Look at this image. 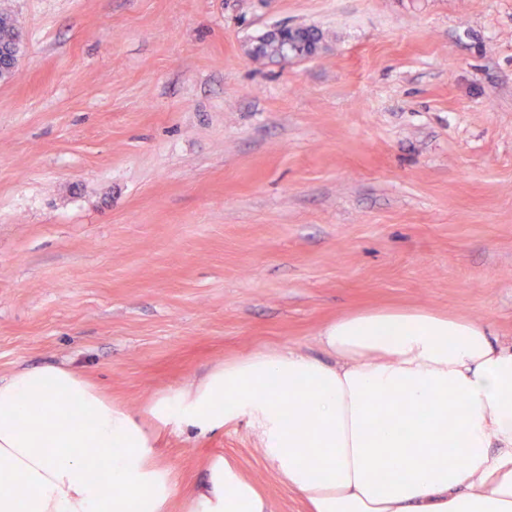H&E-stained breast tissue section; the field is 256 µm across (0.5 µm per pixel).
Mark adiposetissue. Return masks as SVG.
Wrapping results in <instances>:
<instances>
[{"mask_svg":"<svg viewBox=\"0 0 512 512\" xmlns=\"http://www.w3.org/2000/svg\"><path fill=\"white\" fill-rule=\"evenodd\" d=\"M321 344L323 360L218 365L139 416L63 365L0 377V512H170L177 494L186 512H268L223 456L178 485L145 417L201 434L247 420L309 512H512V341L410 308L338 317ZM100 467L120 495L102 494Z\"/></svg>","mask_w":512,"mask_h":512,"instance_id":"1","label":"adipose tissue"}]
</instances>
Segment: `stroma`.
Here are the masks:
<instances>
[{
	"mask_svg": "<svg viewBox=\"0 0 512 512\" xmlns=\"http://www.w3.org/2000/svg\"><path fill=\"white\" fill-rule=\"evenodd\" d=\"M0 377L67 363L140 411L367 308L512 337V0H0ZM313 27L290 65L250 50ZM307 512L247 420L168 427ZM22 33L11 15L0 12V60L11 64L18 56Z\"/></svg>",
	"mask_w": 512,
	"mask_h": 512,
	"instance_id": "obj_1",
	"label": "stroma"
}]
</instances>
